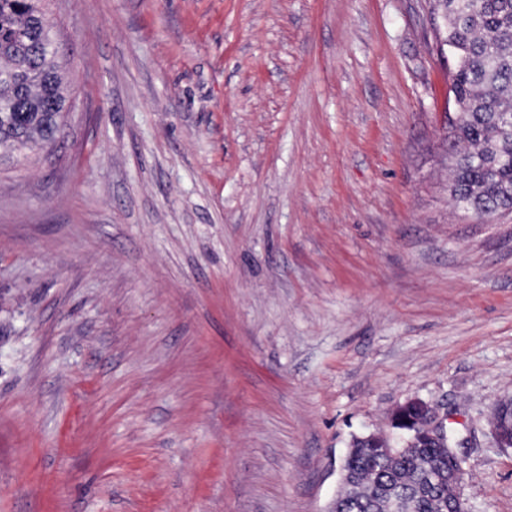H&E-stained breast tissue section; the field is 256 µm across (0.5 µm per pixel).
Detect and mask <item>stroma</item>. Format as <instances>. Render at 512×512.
<instances>
[{"mask_svg": "<svg viewBox=\"0 0 512 512\" xmlns=\"http://www.w3.org/2000/svg\"><path fill=\"white\" fill-rule=\"evenodd\" d=\"M430 0H49L71 109L0 159V512H329L447 407L512 512V211L453 205ZM415 403L423 409V415L425 416V422L427 428L443 427L446 421V415H441V408L439 404L421 399H412L406 403ZM419 407L408 404L401 407L397 417L395 419L394 429H398L402 426L414 425L423 417Z\"/></svg>", "mask_w": 512, "mask_h": 512, "instance_id": "stroma-1", "label": "stroma"}]
</instances>
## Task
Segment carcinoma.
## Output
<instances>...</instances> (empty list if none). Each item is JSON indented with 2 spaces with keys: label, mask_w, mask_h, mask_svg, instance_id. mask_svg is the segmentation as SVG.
I'll return each mask as SVG.
<instances>
[{
  "label": "carcinoma",
  "mask_w": 512,
  "mask_h": 512,
  "mask_svg": "<svg viewBox=\"0 0 512 512\" xmlns=\"http://www.w3.org/2000/svg\"><path fill=\"white\" fill-rule=\"evenodd\" d=\"M45 0H0V74L35 75L24 91L0 85V147L22 151L49 143L65 110L64 67L45 15ZM450 70L456 120L451 197L465 214L512 208V0H433ZM419 407H401L394 428L414 425ZM466 467L454 432L406 446L356 440L342 469L351 478L340 512H448V459Z\"/></svg>",
  "instance_id": "obj_1"
}]
</instances>
